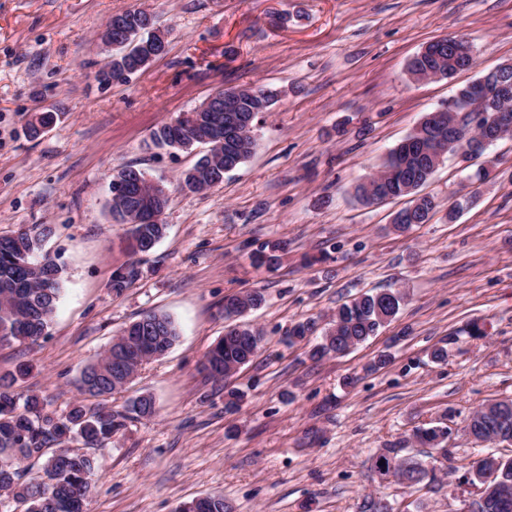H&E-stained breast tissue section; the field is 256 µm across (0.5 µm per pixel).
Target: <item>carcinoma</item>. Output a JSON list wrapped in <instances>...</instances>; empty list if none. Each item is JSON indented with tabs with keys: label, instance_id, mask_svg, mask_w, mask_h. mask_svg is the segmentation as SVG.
<instances>
[{
	"label": "carcinoma",
	"instance_id": "obj_1",
	"mask_svg": "<svg viewBox=\"0 0 512 512\" xmlns=\"http://www.w3.org/2000/svg\"><path fill=\"white\" fill-rule=\"evenodd\" d=\"M124 17L129 19L133 33L126 46L127 53L112 56L115 68H133L145 63L159 40L152 16L141 9H128ZM475 66L472 44L457 34L441 36L425 45L408 63V73L432 75L443 78L470 70ZM512 83V62L502 63L483 76L464 85L456 96L470 103L481 99L485 111L500 109L503 101L498 97L501 82ZM237 94L242 112L240 126L235 134L229 131L214 132L203 140L192 128H186L179 139L171 138L172 125L165 123L151 134L152 143L159 148L190 149L204 145L206 152L195 165L184 173L183 182L194 183L196 191L211 189L224 183V175L236 170L254 153L256 139L253 122L256 116L269 111L278 92L266 87L219 88L211 94L213 102L224 98V93ZM453 118L444 124L442 138L433 133L430 121L425 119L392 148L381 164L378 179L365 180L354 188V197L366 206L372 205L370 196L408 197L409 206L396 212L392 225L396 232L404 233L415 224H425L437 207L430 195L419 190L431 178L443 157L456 155L465 163L484 156L491 146L511 138L506 134L486 143L463 144L456 142ZM112 178H127L138 190L147 189L146 173L127 166ZM141 198L137 194L112 199L110 211L118 224H127L128 248L134 254L150 252L164 236L166 225L139 223L138 208ZM53 232L46 225L23 227L10 236L0 237V343L29 345L48 333L63 289V268L45 250L44 242ZM288 243L268 245L253 255L258 267L273 268L280 262ZM137 277L135 266L115 271L112 286L121 290ZM406 294L398 288H385L366 292L336 309L331 327L320 343L309 351V357L320 360L330 354L350 352L368 341L379 330L391 323L400 313ZM264 301L262 292L224 296V319L234 320L246 311L258 307ZM179 338L176 323L170 316L149 312L131 322L112 341V348L126 351L121 363L114 355H101L97 361L85 365L75 380L76 389L92 398H103L122 390L127 379L134 375L143 363L154 354L165 355ZM264 336L261 330L248 325H228L222 337L205 355L203 368L208 377L224 380L257 353ZM27 373L21 367L18 375L0 376V491L25 506L24 512H84L91 493L95 459L89 454L71 451L69 443L88 438L94 447L105 448L112 437L126 425V421L149 419L155 414L152 397L141 395L130 401L125 411H114L99 402L88 406L81 401L72 403L68 410L57 413L46 410L43 399L34 393L16 388L18 377ZM465 429L475 439L502 442L512 446V400L487 404L468 419ZM419 443L428 448L426 459L415 456L406 458L398 471L390 470V459L398 457L399 449L385 448L375 463L376 471L394 477L398 483L417 490L433 483L428 477L427 462L448 460V449L441 444L448 438L445 426L434 425L414 431ZM31 459L41 462L34 476H27L21 464ZM485 468L496 473L495 481L501 490L489 495L482 502L470 503L469 512H512V457L490 455L485 457ZM230 512L224 495L210 494L199 501L181 504L176 512Z\"/></svg>",
	"mask_w": 512,
	"mask_h": 512
}]
</instances>
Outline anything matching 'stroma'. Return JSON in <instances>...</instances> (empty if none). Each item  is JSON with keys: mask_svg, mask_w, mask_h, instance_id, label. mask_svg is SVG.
<instances>
[{"mask_svg": "<svg viewBox=\"0 0 512 512\" xmlns=\"http://www.w3.org/2000/svg\"><path fill=\"white\" fill-rule=\"evenodd\" d=\"M129 8L154 15L167 51L125 84L102 83L101 34ZM449 33L473 44L475 67L415 81L409 60ZM506 61L512 0H0V236L52 227L46 248L65 270L47 336L0 345V375L28 365L20 389L61 411L127 324L156 311L179 327L176 345L108 398L120 411L147 393L156 414L96 451L85 512H174L211 493L233 512H360L371 494L395 512H466L479 496L473 463L503 448L464 421L512 398V139L489 149V181L452 220V155L424 187L437 212L406 233L392 217L407 199L363 206L353 189L425 113ZM245 85L280 92L258 117L253 155L220 186L182 189L201 147L158 148L151 132L217 88ZM41 112L55 120L29 137ZM129 165L169 189L166 234L137 256L109 210L110 180ZM279 241L288 252L276 267L253 265ZM131 263L137 279L115 290L114 272ZM389 286L409 293L394 321L345 356L309 358L340 304ZM255 289L265 302L244 320L265 334L257 355L228 381L206 379L225 295ZM306 320L314 332L289 343ZM474 323L482 335H470ZM436 345L447 362L429 359ZM383 351L391 363L368 371ZM439 422L440 482L415 492L378 478L380 449L422 454L414 430Z\"/></svg>", "mask_w": 512, "mask_h": 512, "instance_id": "1", "label": "stroma"}]
</instances>
